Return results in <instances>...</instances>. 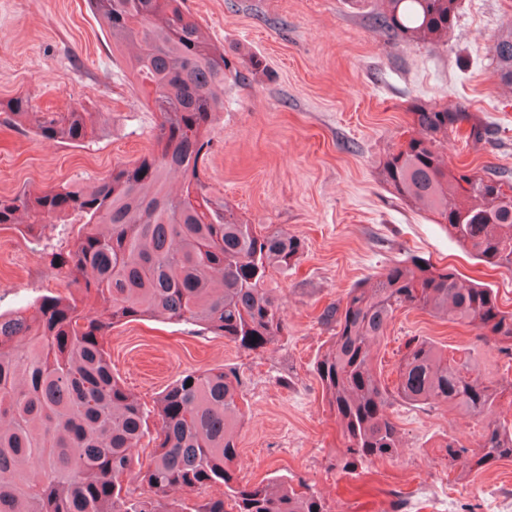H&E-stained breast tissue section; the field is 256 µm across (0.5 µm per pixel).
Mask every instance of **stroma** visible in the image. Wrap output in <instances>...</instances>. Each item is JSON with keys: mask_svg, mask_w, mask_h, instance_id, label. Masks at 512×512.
<instances>
[{"mask_svg": "<svg viewBox=\"0 0 512 512\" xmlns=\"http://www.w3.org/2000/svg\"><path fill=\"white\" fill-rule=\"evenodd\" d=\"M245 78L224 82L204 179L242 221L288 229L305 251L288 273L271 272L288 332L257 352L185 323L116 325L105 338L112 367L144 408L181 375L236 369L244 419L236 473L256 484L303 480L325 512H512V459L458 476L438 443L484 442L481 423L448 404L395 403L392 457L347 465L336 417L315 372L335 330L320 321L349 288L412 256L454 267L493 288L512 311V272L470 256L444 225L395 196L380 163L416 132L414 101L464 106L493 129L488 142L449 136V165L512 170V88L487 46L512 24V0H460L447 40L389 41L371 31L374 0H184ZM86 0H0V104L29 95L36 111L89 113L108 128L81 144L45 140L0 113V195L67 184L91 186L153 148L157 116ZM260 69L248 67L251 57ZM78 223L0 226V314L47 296L77 294L47 254L71 249ZM81 309L107 314L109 300L77 294ZM467 355L504 389L497 419L512 425V353L476 329L401 310L375 351L386 385L412 339Z\"/></svg>", "mask_w": 512, "mask_h": 512, "instance_id": "35a3bbf8", "label": "stroma"}]
</instances>
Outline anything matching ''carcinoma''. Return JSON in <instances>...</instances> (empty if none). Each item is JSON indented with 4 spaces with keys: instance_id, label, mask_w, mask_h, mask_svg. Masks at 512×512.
Returning <instances> with one entry per match:
<instances>
[{
    "instance_id": "obj_1",
    "label": "carcinoma",
    "mask_w": 512,
    "mask_h": 512,
    "mask_svg": "<svg viewBox=\"0 0 512 512\" xmlns=\"http://www.w3.org/2000/svg\"><path fill=\"white\" fill-rule=\"evenodd\" d=\"M369 26L390 40L435 43L454 26L458 0H379ZM120 48L157 113L155 148L119 164L93 187L62 186L0 196V226L28 215L38 224L74 216L83 231L73 248L48 254L83 293L106 295L104 318L79 309L73 297H48L8 317L0 314V512H324L321 501L286 479L248 485L234 469L243 417L238 373L214 368L167 386L154 414L161 432L146 469L150 496L134 500L125 484L148 433V413L112 371L106 331L143 317L183 322L247 351L284 335L282 304L267 288L273 269L304 254L303 241L282 227L259 231L241 221L202 179L210 132L224 111V48L211 41L181 0H88ZM500 82L512 86V28L489 45ZM13 120L48 140L79 144L96 131L86 113L38 112L28 96L11 99ZM410 137L386 156L384 182L407 205L430 213L448 234L492 268L512 271V173L446 164L439 147L465 131L489 140L488 124L462 107L415 103ZM185 193L164 191L171 169ZM421 310L480 336L512 343V312L486 285H466L451 267L412 257L375 280L350 288L321 320L335 327L316 363L323 396L340 426L346 465L389 458L399 429L389 409L452 404L483 423L485 444L466 448L450 437L441 448L460 475L512 459V430L492 419L501 391L467 358L417 339L398 365L395 390L383 386L373 345L398 310ZM224 486V498L189 510L168 499L176 487Z\"/></svg>"
}]
</instances>
